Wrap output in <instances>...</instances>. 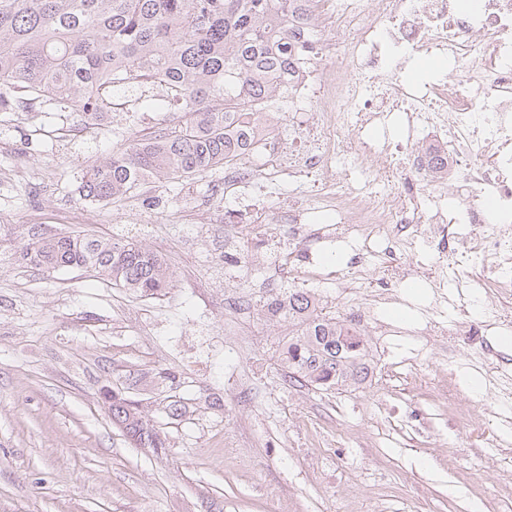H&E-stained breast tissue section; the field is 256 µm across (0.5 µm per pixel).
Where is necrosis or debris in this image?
<instances>
[{
    "label": "necrosis or debris",
    "instance_id": "obj_1",
    "mask_svg": "<svg viewBox=\"0 0 512 512\" xmlns=\"http://www.w3.org/2000/svg\"><path fill=\"white\" fill-rule=\"evenodd\" d=\"M315 50L333 62L297 68L280 99L288 130L262 125L250 158L224 165L225 185L266 193L297 184L280 216L303 246L356 238L352 284L339 295L368 313L372 260L436 246V290L462 266L512 292V0H303ZM450 70L412 84L416 58ZM466 239L465 255L452 243Z\"/></svg>",
    "mask_w": 512,
    "mask_h": 512
}]
</instances>
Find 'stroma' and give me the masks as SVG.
Here are the masks:
<instances>
[{
  "instance_id": "stroma-1",
  "label": "stroma",
  "mask_w": 512,
  "mask_h": 512,
  "mask_svg": "<svg viewBox=\"0 0 512 512\" xmlns=\"http://www.w3.org/2000/svg\"><path fill=\"white\" fill-rule=\"evenodd\" d=\"M169 119L160 88L117 92L101 124L73 131L60 112H0V512H512V422L493 417L512 380L485 370L498 332L457 337L443 353L413 333L432 299L434 253L409 255L379 312L394 335L325 289L326 312L354 323L373 371L359 388L290 379L280 354L292 331L262 309L301 265L234 267L226 223L261 224L287 251L283 194L236 205L223 169L190 184L153 180L115 203L82 199L83 172ZM173 271V288L140 297L71 269L18 261L29 227L118 234ZM141 401L166 437L162 453L113 427L106 393ZM178 403L177 415L167 406Z\"/></svg>"
}]
</instances>
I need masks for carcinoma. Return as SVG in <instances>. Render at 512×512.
Returning <instances> with one entry per match:
<instances>
[{
    "label": "carcinoma",
    "mask_w": 512,
    "mask_h": 512,
    "mask_svg": "<svg viewBox=\"0 0 512 512\" xmlns=\"http://www.w3.org/2000/svg\"><path fill=\"white\" fill-rule=\"evenodd\" d=\"M301 0H0V111L40 102L49 112L98 121L112 90L161 86L182 116L112 151L83 173L84 199L103 206L148 178L190 180L251 152L245 125L301 58L310 30L288 17ZM220 100L217 110L211 103ZM20 260L46 271L85 268L143 297L172 286L163 257L132 238L48 234L31 227ZM296 327L280 357L291 377L323 390L364 384L372 359L355 327L323 312L316 294L289 288L267 299ZM108 417L132 444L157 452L165 440L139 401L114 392Z\"/></svg>",
    "instance_id": "1"
}]
</instances>
